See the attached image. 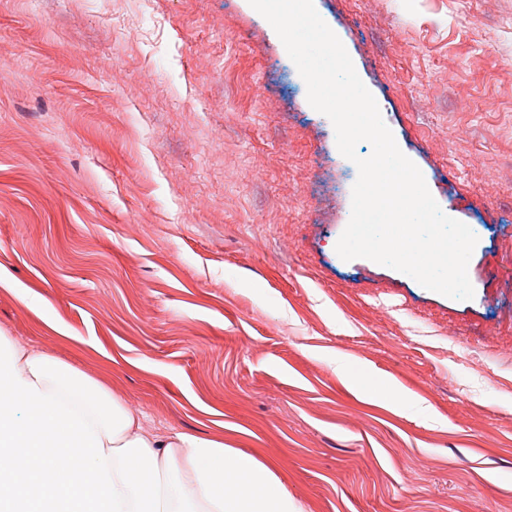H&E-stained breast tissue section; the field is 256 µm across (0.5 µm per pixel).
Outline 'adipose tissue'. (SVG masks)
I'll return each instance as SVG.
<instances>
[{
    "label": "adipose tissue",
    "mask_w": 512,
    "mask_h": 512,
    "mask_svg": "<svg viewBox=\"0 0 512 512\" xmlns=\"http://www.w3.org/2000/svg\"><path fill=\"white\" fill-rule=\"evenodd\" d=\"M0 512H302L223 441L146 433L68 362L0 332Z\"/></svg>",
    "instance_id": "obj_1"
}]
</instances>
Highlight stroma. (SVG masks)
<instances>
[{
  "label": "stroma",
  "mask_w": 512,
  "mask_h": 512,
  "mask_svg": "<svg viewBox=\"0 0 512 512\" xmlns=\"http://www.w3.org/2000/svg\"><path fill=\"white\" fill-rule=\"evenodd\" d=\"M314 4L473 299L339 257L358 169L248 0H0V331L302 512H512V0Z\"/></svg>",
  "instance_id": "stroma-1"
}]
</instances>
